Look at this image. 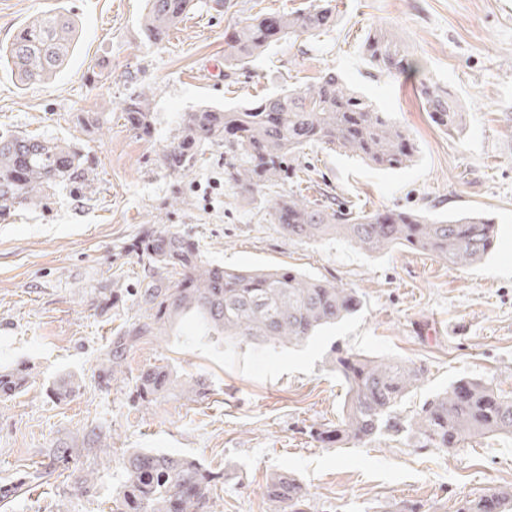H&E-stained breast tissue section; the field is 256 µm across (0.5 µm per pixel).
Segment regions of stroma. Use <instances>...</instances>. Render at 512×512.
Returning <instances> with one entry per match:
<instances>
[{
    "mask_svg": "<svg viewBox=\"0 0 512 512\" xmlns=\"http://www.w3.org/2000/svg\"><path fill=\"white\" fill-rule=\"evenodd\" d=\"M309 2L195 0L154 45L141 26L144 0H0V44L52 9L75 18L79 39L54 81L23 86L0 70V132L80 144L96 173L84 197L64 189L50 205L0 218V367L31 371L25 390L0 399V487H19L0 500V512H110L131 448L199 459L219 477L210 512H272L263 483L276 470L306 485L317 512H382L391 502L454 512L462 498L512 484V437L448 451L387 438L336 448L311 436L341 409L345 389L330 365L338 348L423 367L409 411L464 376L512 392V0H336L335 27L272 44L248 68L227 74L229 28L260 10L295 11ZM373 24L392 27L420 70H372L361 44ZM328 68L407 128L419 154L411 168L387 171L310 150L307 195L329 188L366 210L485 213L498 233L482 264L453 269L405 247L367 254L339 241H288L265 210L213 188L224 177L217 146L187 178L161 167L183 113L302 87ZM427 77L463 106L460 135L443 133L422 110L417 88ZM135 90L152 102L147 135L129 128L121 112ZM87 112L104 113L102 128L78 123ZM151 228L190 235L222 266L290 267L328 278L356 289L363 307L299 347H228L196 336L187 320L143 337L123 375L112 377L103 360L117 332L142 321L137 290L159 274L133 249ZM151 364L207 378L208 396L139 405L132 391ZM69 374L80 387L57 401L52 386ZM52 448L66 449L67 462L50 459Z\"/></svg>",
    "mask_w": 512,
    "mask_h": 512,
    "instance_id": "obj_1",
    "label": "stroma"
}]
</instances>
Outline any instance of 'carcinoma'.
Listing matches in <instances>:
<instances>
[{"label":"carcinoma","instance_id":"1","mask_svg":"<svg viewBox=\"0 0 512 512\" xmlns=\"http://www.w3.org/2000/svg\"><path fill=\"white\" fill-rule=\"evenodd\" d=\"M193 8V0H145L144 31L154 45ZM336 25L332 0H318L290 13L258 12L241 20L231 33L224 62L242 70L274 42L296 41ZM77 43L76 22L63 11L45 13L0 46V70L21 85L49 81L69 64ZM363 52L372 68L394 75L416 67L390 31L372 26ZM418 96L430 119L448 134L463 127V110L448 89L430 79ZM126 123L144 134L153 122L151 100L143 91L122 101ZM224 147V184L242 199L270 205V222L288 240L321 243L336 239L365 253H388L402 245L428 252L458 269L489 255L496 225L476 213L427 216L400 207L356 210L347 201L318 202L304 195L293 172L312 146L356 157L380 170L409 167L417 153L409 132L376 109L363 94L343 85L327 70L305 87L284 90L237 107L203 105L183 114L180 134L162 154L172 175H189L201 151ZM94 181L89 153L52 137L0 134V217L19 206L41 207L51 188L83 192ZM136 249L165 272L139 293L144 320L112 341L108 372L121 371L128 349L185 318L202 336L226 343L297 346L362 305L359 293L327 278L291 270L233 268L205 259L197 244L178 231L144 233ZM332 371L345 398L337 421L315 432L325 445L358 447L386 435L412 436L421 448L450 450L486 436H512V394L480 379L460 378L426 399L412 415L402 404L423 380L424 370L405 361L381 359L359 351L333 356ZM25 368L0 370V399L22 391ZM78 388L72 376L55 382L64 401ZM180 389L194 400L206 396L200 377L178 380L166 365L144 369L135 383V399L149 406ZM124 481L115 512H204L217 476L198 460L150 449L127 452ZM264 496L274 512H313L307 487L288 471L266 476ZM455 512H512V485L498 486L459 503Z\"/></svg>","mask_w":512,"mask_h":512}]
</instances>
